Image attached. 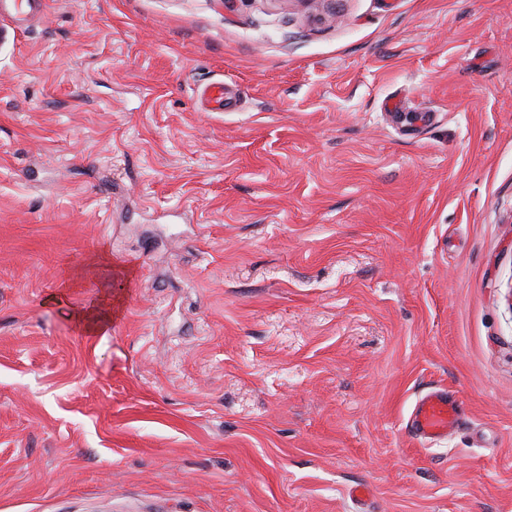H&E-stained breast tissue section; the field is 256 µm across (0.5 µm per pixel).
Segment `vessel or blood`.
<instances>
[{
    "instance_id": "vessel-or-blood-1",
    "label": "vessel or blood",
    "mask_w": 512,
    "mask_h": 512,
    "mask_svg": "<svg viewBox=\"0 0 512 512\" xmlns=\"http://www.w3.org/2000/svg\"><path fill=\"white\" fill-rule=\"evenodd\" d=\"M460 423L456 403L445 390H434L416 402L408 421L409 434L424 443L446 440Z\"/></svg>"
}]
</instances>
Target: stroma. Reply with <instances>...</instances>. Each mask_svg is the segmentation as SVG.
<instances>
[{"label":"stroma","instance_id":"35a3bbf8","mask_svg":"<svg viewBox=\"0 0 512 512\" xmlns=\"http://www.w3.org/2000/svg\"><path fill=\"white\" fill-rule=\"evenodd\" d=\"M31 4L0 512H512V0ZM459 423L460 414L456 403L447 391L441 389L418 399L409 415L407 429L414 439L433 443L446 440Z\"/></svg>","mask_w":512,"mask_h":512}]
</instances>
